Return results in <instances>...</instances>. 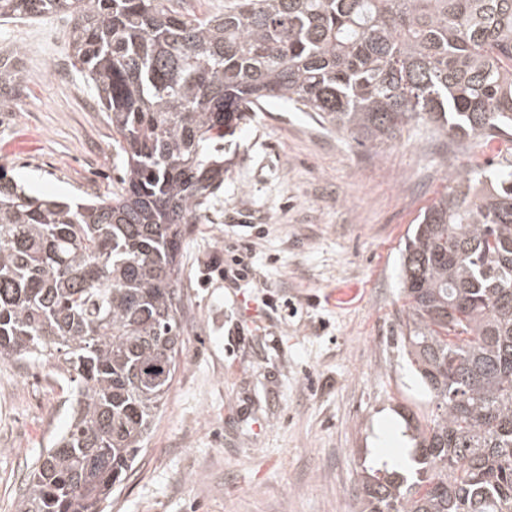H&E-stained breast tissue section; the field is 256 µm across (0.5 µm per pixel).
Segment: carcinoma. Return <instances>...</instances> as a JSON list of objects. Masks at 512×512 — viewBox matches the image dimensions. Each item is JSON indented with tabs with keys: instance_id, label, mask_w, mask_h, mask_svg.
<instances>
[{
	"instance_id": "cac0c4a2",
	"label": "carcinoma",
	"mask_w": 512,
	"mask_h": 512,
	"mask_svg": "<svg viewBox=\"0 0 512 512\" xmlns=\"http://www.w3.org/2000/svg\"><path fill=\"white\" fill-rule=\"evenodd\" d=\"M0 0L70 17L72 66L120 136L110 197L41 198L0 167V358L71 386L70 423L17 512H106L183 353L186 225L224 187V137L269 104L372 150L432 125L495 158L448 172L404 242L401 342L429 417L403 470H365L356 512H512V0ZM0 55V112L21 94Z\"/></svg>"
}]
</instances>
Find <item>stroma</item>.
Listing matches in <instances>:
<instances>
[{"label":"stroma","instance_id":"35a3bbf8","mask_svg":"<svg viewBox=\"0 0 512 512\" xmlns=\"http://www.w3.org/2000/svg\"><path fill=\"white\" fill-rule=\"evenodd\" d=\"M69 27L61 14L0 25L24 86L0 113V166L35 195L79 200L119 191L124 168ZM47 28L53 41L30 48ZM470 155L421 123L366 150L284 103L226 137L224 188L186 227L179 370L109 512H354L361 470L404 464L405 419L432 405L400 341L401 248L448 184L442 161ZM247 241L244 279L227 278ZM0 392V512H15L70 389L5 358Z\"/></svg>","mask_w":512,"mask_h":512}]
</instances>
